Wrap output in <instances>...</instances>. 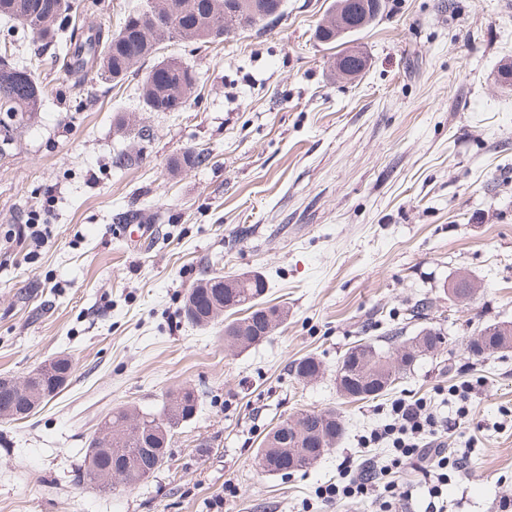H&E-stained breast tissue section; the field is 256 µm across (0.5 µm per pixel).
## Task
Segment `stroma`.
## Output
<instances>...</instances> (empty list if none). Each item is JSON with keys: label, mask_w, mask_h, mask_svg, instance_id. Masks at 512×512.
I'll use <instances>...</instances> for the list:
<instances>
[{"label": "stroma", "mask_w": 512, "mask_h": 512, "mask_svg": "<svg viewBox=\"0 0 512 512\" xmlns=\"http://www.w3.org/2000/svg\"><path fill=\"white\" fill-rule=\"evenodd\" d=\"M332 0H283L276 26L202 47L176 42L200 74L184 112H145L140 76L74 92L42 51L48 96L0 159V375L23 378L64 354L68 386L28 418L0 419V512H376L325 505L316 488L345 458L376 455L362 436L398 399L454 416L450 387L481 379L448 450L470 476L443 489L444 512H500L512 500V349L465 353L484 325L512 322V0H383L357 36L367 58L338 78L315 31ZM150 136L138 139L135 129ZM188 151L205 161L174 170ZM136 155L119 168L118 153ZM140 213L149 240L119 234ZM46 224L32 257L9 238ZM261 273L286 321L246 351L224 325L200 328L182 300L205 272ZM476 284L459 302V274ZM432 307L411 319L417 300ZM446 342L392 391L350 401L336 367L359 339L420 326ZM324 365L297 380L296 361ZM189 387L198 413L175 430L163 465L115 492L74 481L88 440L113 408L159 413ZM333 409L344 437L308 468L263 472L257 448L284 416Z\"/></svg>", "instance_id": "stroma-1"}]
</instances>
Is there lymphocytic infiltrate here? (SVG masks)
Returning a JSON list of instances; mask_svg holds the SVG:
<instances>
[{
  "instance_id": "lymphocytic-infiltrate-1",
  "label": "lymphocytic infiltrate",
  "mask_w": 512,
  "mask_h": 512,
  "mask_svg": "<svg viewBox=\"0 0 512 512\" xmlns=\"http://www.w3.org/2000/svg\"><path fill=\"white\" fill-rule=\"evenodd\" d=\"M448 429L447 422L439 419L426 399L394 401L388 423L362 439L367 448L386 446L385 457L368 468L343 461L339 481L319 486L317 497L330 504L366 497L378 505L379 512H393L397 502L406 496L395 476L416 461L429 462L437 476L430 492L438 494L449 473L461 477L467 473L462 459L450 456L445 447L443 437Z\"/></svg>"
}]
</instances>
